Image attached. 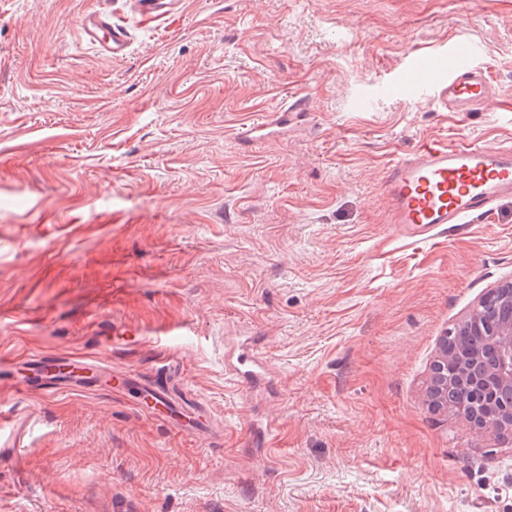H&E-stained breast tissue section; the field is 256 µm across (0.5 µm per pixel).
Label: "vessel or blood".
I'll use <instances>...</instances> for the list:
<instances>
[{"mask_svg":"<svg viewBox=\"0 0 512 512\" xmlns=\"http://www.w3.org/2000/svg\"><path fill=\"white\" fill-rule=\"evenodd\" d=\"M140 19L157 21L183 7V0H129ZM83 39L119 60L131 48L128 28L113 20L110 13L96 10L79 20ZM454 65L436 69L433 51H413L407 66L399 73V83L421 90L432 88L437 102L451 112H476L496 91L486 67L477 65V42L459 38L453 41ZM385 190L388 221L411 232L423 233L437 224H461L466 219L490 213L494 205L512 198V147L484 143L423 144L411 157L391 164L386 172ZM25 374L15 387L23 391L52 394L66 391L79 394L92 381L88 358L74 354L32 355L24 360ZM102 386L112 393L135 392L138 408L151 416L170 413L182 416L186 431L203 437L208 413L204 407L178 401L164 374L144 381L116 369L107 370Z\"/></svg>","mask_w":512,"mask_h":512,"instance_id":"vessel-or-blood-1","label":"vessel or blood"}]
</instances>
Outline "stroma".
Listing matches in <instances>:
<instances>
[{
    "label": "stroma",
    "mask_w": 512,
    "mask_h": 512,
    "mask_svg": "<svg viewBox=\"0 0 512 512\" xmlns=\"http://www.w3.org/2000/svg\"><path fill=\"white\" fill-rule=\"evenodd\" d=\"M99 6L0 0V357L147 377L177 353L214 425L4 389L0 512H512V433L426 402L443 336L512 278V200L416 236L383 187L427 142L512 146V0H184L150 23L112 0L121 60L79 34ZM457 33L496 83L480 112L396 80Z\"/></svg>",
    "instance_id": "stroma-1"
}]
</instances>
